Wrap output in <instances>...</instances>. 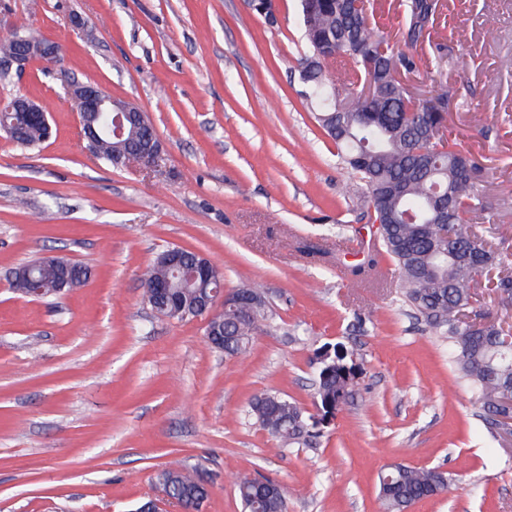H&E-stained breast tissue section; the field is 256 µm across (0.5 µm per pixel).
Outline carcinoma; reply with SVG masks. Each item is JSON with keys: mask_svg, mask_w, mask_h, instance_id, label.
<instances>
[{"mask_svg": "<svg viewBox=\"0 0 512 512\" xmlns=\"http://www.w3.org/2000/svg\"><path fill=\"white\" fill-rule=\"evenodd\" d=\"M305 48L298 62L302 97L319 126L336 145V156L364 183L365 215L381 224V234L364 260L353 266L361 274L390 258L401 280L404 302L416 317L434 329L448 346V361L474 394L492 436L500 428L492 415L512 398V325L485 313L472 322L458 318L471 306L472 289L485 270L512 265V255L469 235L467 225L479 205L475 178L464 175L476 162L453 134L430 137L429 128L446 126L454 88L446 86L424 100L402 83L419 71L417 46L430 38L437 23L439 0H377L358 11L348 0H299ZM402 18L398 39L384 18ZM46 41L31 27L15 30L0 44V58L21 47ZM405 48H400L399 43ZM369 97L359 94L364 83ZM346 91V108L336 107V94ZM148 129L133 124L123 139L106 132L88 149L114 167L136 162L138 146ZM88 267L69 263L42 264L32 288L41 296L57 297L82 285ZM144 300L168 319L184 321L208 314L201 307L205 289L198 288L169 267L164 256L142 276ZM165 282V296L150 285ZM265 305L257 302L247 313L227 309L212 320L214 331L228 340L224 354L244 353L262 329ZM319 364L317 413L309 414L279 394L261 393L249 402V416L283 443L310 445L320 422L336 417L346 403L357 372L356 360L341 344H325L315 352ZM169 496L185 504H202L209 488L195 471L171 468L157 475ZM271 481L241 478L236 493L243 512H287L286 490ZM450 478L436 468L391 465L379 475L383 512H405L409 506L448 490Z\"/></svg>", "mask_w": 512, "mask_h": 512, "instance_id": "1", "label": "carcinoma"}]
</instances>
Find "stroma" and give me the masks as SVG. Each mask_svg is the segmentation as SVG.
<instances>
[{"label":"stroma","mask_w":512,"mask_h":512,"mask_svg":"<svg viewBox=\"0 0 512 512\" xmlns=\"http://www.w3.org/2000/svg\"><path fill=\"white\" fill-rule=\"evenodd\" d=\"M275 22L247 0H0V38L38 27L61 52L0 79V100L44 102L56 135L29 149L0 135V512H135L163 468L207 482L201 512H242L235 483L267 477L288 512H381L378 476L447 471V493L409 512H512V445L488 434L448 350L403 303L390 260L351 275L373 230L362 182L300 96L298 0ZM412 86L458 94L454 135L477 159L484 211L471 226L512 250V0H441ZM146 112L155 167L115 168L78 133L70 79ZM181 247L261 287L266 328L229 359L206 320H170L140 275ZM61 258L86 284L33 299L16 267ZM341 343L360 372L313 447L281 445L249 417L258 393L314 411V351Z\"/></svg>","instance_id":"1"}]
</instances>
